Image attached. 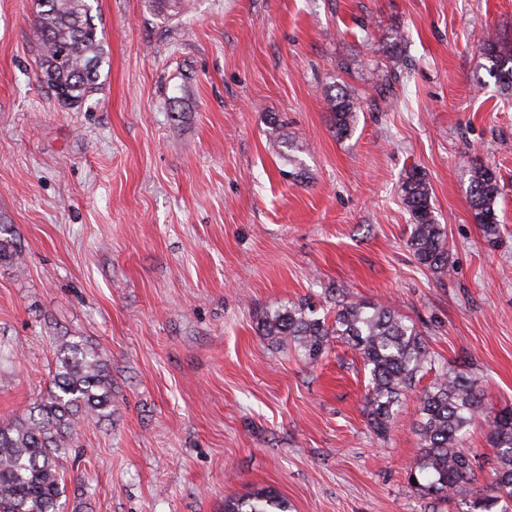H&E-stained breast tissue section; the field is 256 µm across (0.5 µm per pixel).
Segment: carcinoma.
Listing matches in <instances>:
<instances>
[{
  "mask_svg": "<svg viewBox=\"0 0 512 512\" xmlns=\"http://www.w3.org/2000/svg\"><path fill=\"white\" fill-rule=\"evenodd\" d=\"M32 49L39 80L63 103L79 107L99 89L107 63L104 31L95 23L89 0H35ZM480 67L512 96V42L484 41ZM336 136L352 134L358 99L342 89L329 99ZM471 205L486 240L495 243L501 224L496 200L501 193L494 168L471 162ZM402 204L412 228L407 247L434 272L448 268L445 226L439 224L425 175L410 170L402 184ZM258 332L271 342L317 360L334 336L353 348L370 373L364 414L373 432L393 424L400 398L414 390L418 374L433 358L416 323L392 306L352 296L336 299L333 321L315 305L298 302L265 311ZM416 436L419 454L407 470L413 489L455 512H512V409L494 415L488 426L497 450L491 486L477 489L480 463L464 447L468 429L482 408L479 379L458 366H441L432 384L418 392ZM112 415V375L98 352L83 341H67L56 355L53 386L23 417L0 422V512H58L67 496L64 456L81 426ZM224 512H291L288 499L259 489L224 502Z\"/></svg>",
  "mask_w": 512,
  "mask_h": 512,
  "instance_id": "1",
  "label": "carcinoma"
}]
</instances>
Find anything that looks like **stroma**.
<instances>
[{"mask_svg": "<svg viewBox=\"0 0 512 512\" xmlns=\"http://www.w3.org/2000/svg\"><path fill=\"white\" fill-rule=\"evenodd\" d=\"M34 11L0 0V224L18 253L0 263V421L81 340L112 370V416L74 436L68 506L224 512L271 487L292 512H424L415 393L377 436L347 344L310 364L256 321L341 294L391 304L437 363L465 361L484 412L512 407V96L477 49L512 39V0H185L172 17L96 0L109 61L78 108L39 80ZM342 87L360 110L340 139ZM477 157L502 189L493 245ZM415 168L448 235L440 273L407 247ZM332 112L333 129L336 136L348 137L352 134L360 109L358 99L349 89H341L336 96L329 99ZM471 205L474 218L482 226L486 240L494 244L500 236L501 224L497 214L496 200L501 193L494 168L479 159L471 162Z\"/></svg>", "mask_w": 512, "mask_h": 512, "instance_id": "35a3bbf8", "label": "stroma"}]
</instances>
